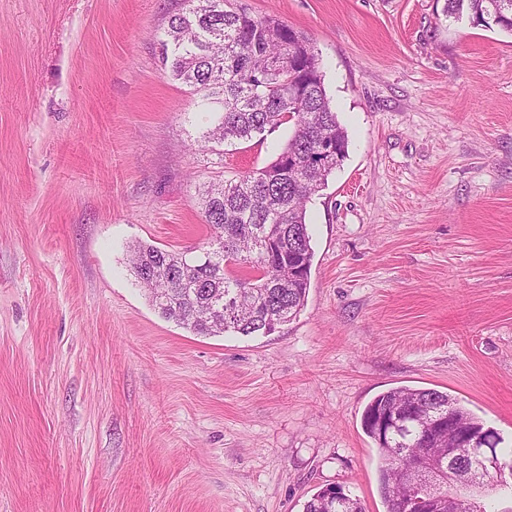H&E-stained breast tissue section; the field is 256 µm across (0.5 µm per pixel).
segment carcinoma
Masks as SVG:
<instances>
[{"instance_id": "obj_1", "label": "carcinoma", "mask_w": 512, "mask_h": 512, "mask_svg": "<svg viewBox=\"0 0 512 512\" xmlns=\"http://www.w3.org/2000/svg\"><path fill=\"white\" fill-rule=\"evenodd\" d=\"M493 8L498 21L488 25ZM444 12L512 34V0H446ZM285 56L288 69L274 68ZM160 62L200 96L197 107L209 118L205 142L250 140L284 124L291 135L270 164L199 185L213 265L204 264L201 253L140 241L130 246L132 275L162 317L197 335H270L305 306L314 258L307 204L348 155V135L331 106L318 54L305 33L236 0H182L160 40ZM325 139L335 152L325 164H311ZM438 408L450 411L462 429L486 430L457 399L436 389L394 388L364 408L362 427L374 441L373 417L385 410L400 415L392 447L377 445L385 461L379 482L387 512H413L401 461L425 450L446 458L453 447L446 435L424 440L428 411ZM328 492L314 494L303 512H365L358 500Z\"/></svg>"}]
</instances>
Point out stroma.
I'll use <instances>...</instances> for the list:
<instances>
[{"mask_svg":"<svg viewBox=\"0 0 512 512\" xmlns=\"http://www.w3.org/2000/svg\"><path fill=\"white\" fill-rule=\"evenodd\" d=\"M312 40L348 156L307 206L297 318L198 336L129 247L207 241L196 189L289 126L203 146L159 62L180 0H0V512H386L365 406L457 398L512 453V35L445 0H242ZM334 486L327 487L314 494L303 507V512H365L363 506L357 499L343 494L341 491L336 495L329 496V490H333Z\"/></svg>","mask_w":512,"mask_h":512,"instance_id":"1","label":"stroma"}]
</instances>
